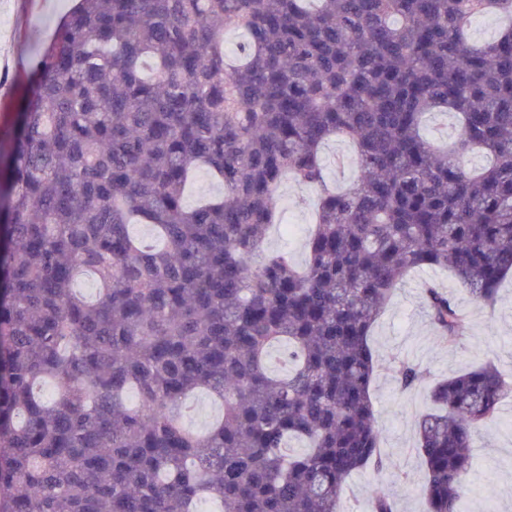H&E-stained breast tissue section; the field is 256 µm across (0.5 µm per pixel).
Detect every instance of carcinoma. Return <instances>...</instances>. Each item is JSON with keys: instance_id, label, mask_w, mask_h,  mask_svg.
I'll return each instance as SVG.
<instances>
[{"instance_id": "carcinoma-1", "label": "carcinoma", "mask_w": 512, "mask_h": 512, "mask_svg": "<svg viewBox=\"0 0 512 512\" xmlns=\"http://www.w3.org/2000/svg\"><path fill=\"white\" fill-rule=\"evenodd\" d=\"M307 2L80 0L57 26L0 145V512H341L346 478L385 465L369 336L406 276L447 269L496 304L512 25L486 45L467 30L512 0ZM231 27L248 34L233 61ZM432 112L458 119L444 148L423 133ZM333 137L356 150L343 190L320 156ZM202 167L223 196L190 206ZM287 177L318 189L300 267L265 249ZM86 273L93 300L74 290ZM422 289L454 344L467 315ZM197 391L222 408L202 433L184 424ZM510 395L491 364L433 388L429 512H460L476 427ZM370 512H396L380 485Z\"/></svg>"}]
</instances>
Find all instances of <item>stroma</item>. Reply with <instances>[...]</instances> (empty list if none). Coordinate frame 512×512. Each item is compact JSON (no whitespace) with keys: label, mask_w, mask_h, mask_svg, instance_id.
Returning a JSON list of instances; mask_svg holds the SVG:
<instances>
[{"label":"stroma","mask_w":512,"mask_h":512,"mask_svg":"<svg viewBox=\"0 0 512 512\" xmlns=\"http://www.w3.org/2000/svg\"><path fill=\"white\" fill-rule=\"evenodd\" d=\"M72 0H0V48L7 49L11 70L0 88V139L8 140L15 115L28 89L27 76ZM326 177L336 185L357 173L353 146L339 138L321 151ZM318 192L284 182L278 191L281 223L268 231L269 250H285L295 262L304 259L303 244ZM437 283L469 315V330L454 346L440 345L424 305L422 282ZM370 343L376 361L371 393L376 425L382 435L384 469L364 468L346 479L342 512H369L370 492L382 485L394 497L397 512H428L421 494L425 465L415 450L417 423L433 408L432 389L448 376L485 362L512 378V276L506 277L495 307L475 302L452 272L425 270L407 277L373 326ZM418 364L427 377L401 388L395 361ZM472 465L463 484L465 512H512V398L505 399L495 420L480 424L471 450Z\"/></svg>","instance_id":"obj_1"}]
</instances>
